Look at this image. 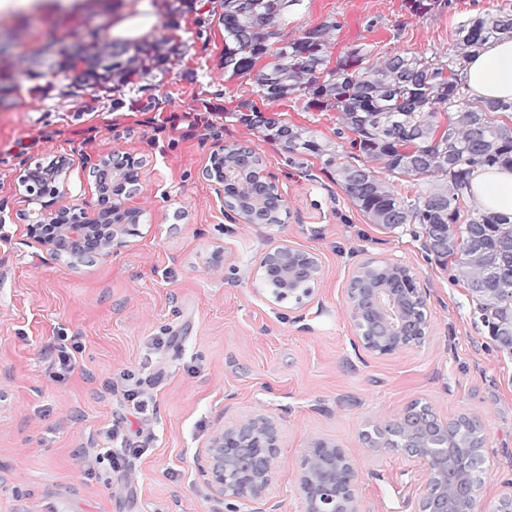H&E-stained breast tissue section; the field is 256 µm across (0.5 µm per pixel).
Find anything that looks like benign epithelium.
Returning <instances> with one entry per match:
<instances>
[{
	"label": "benign epithelium",
	"mask_w": 512,
	"mask_h": 512,
	"mask_svg": "<svg viewBox=\"0 0 512 512\" xmlns=\"http://www.w3.org/2000/svg\"><path fill=\"white\" fill-rule=\"evenodd\" d=\"M233 151L228 147L213 157L210 179L220 189L224 187V154ZM65 169L63 162L49 167L38 162L24 170L21 184L27 188L45 174L58 184ZM110 207L126 220L92 224L81 213L57 220L53 234L46 236L47 216L40 207L29 213L33 221L29 230L36 242L68 263H92L126 247L139 221V211L125 207L120 195L112 196ZM367 267L366 263L358 267L347 288L361 346L378 356L424 347L431 329L424 291L398 262L385 263L390 283L383 288L368 283ZM257 270L274 301L292 299L301 304L321 279L322 262L313 252L281 243L262 253ZM466 421V417L443 419L431 405L415 401L390 421L364 422L360 438L370 453L393 449L426 472L420 492L403 502L405 512H476L488 469L485 428L481 424L473 427V445L448 443L449 429ZM279 443L278 424L262 414L229 425L212 437L201 458L210 488L224 501V512H240L242 502L267 498ZM298 485L305 512H364L360 475L345 450L334 442L311 444L300 464Z\"/></svg>",
	"instance_id": "obj_1"
}]
</instances>
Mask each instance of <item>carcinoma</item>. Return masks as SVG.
Segmentation results:
<instances>
[{
    "instance_id": "1",
    "label": "carcinoma",
    "mask_w": 512,
    "mask_h": 512,
    "mask_svg": "<svg viewBox=\"0 0 512 512\" xmlns=\"http://www.w3.org/2000/svg\"><path fill=\"white\" fill-rule=\"evenodd\" d=\"M300 0H221L224 9V72L239 75L270 56L273 61L254 73L258 92L268 100L291 95L304 98L305 108L334 109L342 128L354 135L351 148L383 163L393 176H412L425 189L412 198L394 192L363 167L337 162V153L310 131L276 118L234 112L238 123L263 128L293 156L311 153L336 167V180L346 196L374 224L395 229L417 224L432 240L435 231L456 245L446 259L452 280L467 284L480 301L482 321L492 336L512 349L503 323H512V216L478 208L462 215L464 198L475 169L512 167V127L494 119L512 115V101L471 100L457 76L488 43L512 39V4L493 13H478L457 27L453 46L431 55L397 51L376 62L372 49L360 44L327 68L331 32L337 22L309 27L290 41L278 38L288 9ZM409 12L424 17L452 6V0H407ZM279 46L272 47V40ZM176 47L164 40L131 46L108 41L97 31L79 37L72 58L86 68L88 88H124L133 73L144 76L169 61ZM262 164L251 150L237 149L224 158V206L239 208L255 198L260 215L279 220L277 205L263 184L254 180Z\"/></svg>"
}]
</instances>
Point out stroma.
<instances>
[{
  "instance_id": "obj_1",
  "label": "stroma",
  "mask_w": 512,
  "mask_h": 512,
  "mask_svg": "<svg viewBox=\"0 0 512 512\" xmlns=\"http://www.w3.org/2000/svg\"><path fill=\"white\" fill-rule=\"evenodd\" d=\"M0 7V512H224L200 455L214 433L262 412L281 427L279 478L267 500L241 512H304L295 473L311 442L344 448L361 474L368 512H402L422 485L397 452L370 454L358 433L419 399L443 418L478 419L490 470L478 512L512 481V350L481 321L478 301L451 279L412 225L371 223L348 199L333 169L314 156L288 157L260 130L230 119L256 106L337 142L336 111L261 97L251 74H224V27L214 0H55ZM452 8L411 15L406 0H301L281 38L336 22L332 55L366 44L393 51L443 52L459 23L502 0H453ZM147 20L146 41L166 38L175 55L132 87H81L79 69H59L79 34L111 33L122 20ZM28 67H20V58ZM207 113L192 139L154 130V117ZM256 153L279 184L281 224L235 221L205 177L224 147ZM120 153L139 159L140 212L127 247L89 265L68 266L29 234L25 168L67 162L56 207L99 217L95 163ZM314 252L322 279L304 304L271 301L256 277L261 254L279 241ZM406 265L427 293L431 331L423 348L378 357L355 350L346 288L369 261ZM82 347L77 367L54 379L58 335ZM167 346L158 347L154 337ZM143 386L146 412L125 394ZM146 440L140 458L113 471L101 449L109 431Z\"/></svg>"
}]
</instances>
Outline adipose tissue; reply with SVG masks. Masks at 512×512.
I'll return each mask as SVG.
<instances>
[{
  "label": "adipose tissue",
  "mask_w": 512,
  "mask_h": 512,
  "mask_svg": "<svg viewBox=\"0 0 512 512\" xmlns=\"http://www.w3.org/2000/svg\"><path fill=\"white\" fill-rule=\"evenodd\" d=\"M459 81L469 96L512 100V40L492 42L461 71ZM472 203L481 210L512 214V169L493 167L475 173Z\"/></svg>",
  "instance_id": "obj_1"
}]
</instances>
